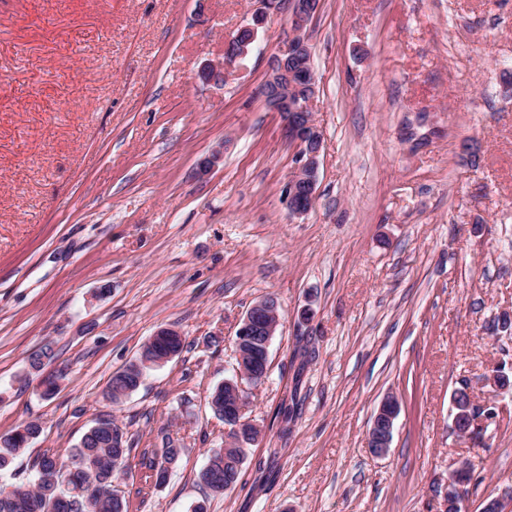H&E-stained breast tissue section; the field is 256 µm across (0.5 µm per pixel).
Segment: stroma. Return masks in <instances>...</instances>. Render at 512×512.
<instances>
[{
    "instance_id": "1",
    "label": "stroma",
    "mask_w": 512,
    "mask_h": 512,
    "mask_svg": "<svg viewBox=\"0 0 512 512\" xmlns=\"http://www.w3.org/2000/svg\"><path fill=\"white\" fill-rule=\"evenodd\" d=\"M256 0H0V436L42 433L0 473L68 459L103 414L136 450L128 512H443L468 461L464 512L512 488V0H320L306 28L322 134L315 201L291 213L298 149L259 93L290 34L280 0L226 82L201 66ZM220 153L200 174V160ZM274 297L260 428L238 482L198 473L228 428L207 396L234 377L238 323ZM311 309L302 320V309ZM182 352L119 403L112 373L159 328ZM51 348L62 387L27 361ZM469 382L502 416L451 430ZM395 395L385 457L373 413ZM183 454L145 487L143 453Z\"/></svg>"
}]
</instances>
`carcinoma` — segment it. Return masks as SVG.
<instances>
[{
    "label": "carcinoma",
    "instance_id": "1",
    "mask_svg": "<svg viewBox=\"0 0 512 512\" xmlns=\"http://www.w3.org/2000/svg\"><path fill=\"white\" fill-rule=\"evenodd\" d=\"M140 366L141 358L137 357L112 374L106 386V396L112 402H119L127 390L137 389ZM103 424L106 428L85 432L72 449L67 478H62L57 469L59 457L45 453L33 464L32 481L26 485L1 486L0 512H70L67 500L76 497L82 499L83 512H127V501L115 488L114 480L124 471L133 444L112 417L104 418ZM40 432L38 424L28 422L0 436V472L10 469ZM247 452V448L237 446L224 454L214 453L199 472V480L214 492H224L238 481ZM180 454L181 449L169 441L159 458L147 457L142 465L150 472L170 468Z\"/></svg>",
    "mask_w": 512,
    "mask_h": 512
}]
</instances>
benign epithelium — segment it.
<instances>
[{
  "mask_svg": "<svg viewBox=\"0 0 512 512\" xmlns=\"http://www.w3.org/2000/svg\"><path fill=\"white\" fill-rule=\"evenodd\" d=\"M278 6V0H257L252 23L247 25L251 38L229 50L224 49V64L206 65L198 73L205 83L222 82L229 76L226 66L244 60L255 46L258 28L267 12ZM319 6V0H292L290 2L291 35L270 60L269 72L262 87L268 107L285 117V136L299 148L298 166L287 187L288 204L295 215L307 213L313 203L314 185L320 163L322 135L312 117V102L316 94V79L310 67L311 48L305 29ZM279 326L278 302L273 297L254 303L240 321L236 331L235 377L224 380L232 397L235 433L239 439L249 437L254 423L242 418L244 392L242 379L263 381L269 370L270 345ZM399 410L395 396L388 395L381 402L372 427L380 436L368 437L374 455L388 452L393 436L394 421Z\"/></svg>",
  "mask_w": 512,
  "mask_h": 512,
  "instance_id": "obj_1",
  "label": "benign epithelium"
}]
</instances>
